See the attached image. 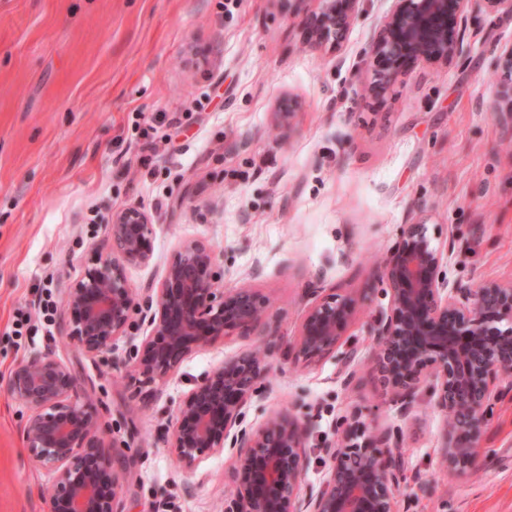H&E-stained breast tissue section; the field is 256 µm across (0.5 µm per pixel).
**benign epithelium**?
Returning a JSON list of instances; mask_svg holds the SVG:
<instances>
[{
	"instance_id": "benign-epithelium-1",
	"label": "benign epithelium",
	"mask_w": 512,
	"mask_h": 512,
	"mask_svg": "<svg viewBox=\"0 0 512 512\" xmlns=\"http://www.w3.org/2000/svg\"><path fill=\"white\" fill-rule=\"evenodd\" d=\"M360 0H318L303 23L312 48L338 45L354 22ZM491 15H511L512 0H395L368 48V92L383 97L398 76L423 61L446 64L462 49V24L472 5ZM501 79L493 111L512 122V47L499 58ZM153 224L136 207L112 213L105 225L108 251L66 288L61 333L86 355L107 359L126 337L133 313L147 323L135 346L133 367L146 381L165 383L202 342L223 336L254 337L264 353L229 359L196 381L179 404L166 442L179 463L195 469L202 458L234 450L244 470L225 512H401L407 483L399 438L367 436L357 416L341 424L322 452L329 462L318 488L302 489L309 464V424L278 414L263 426L243 425L244 407L263 394L266 358L280 349L277 328L267 321L268 299L248 284L219 285L218 255L197 239L183 241L158 287L137 294L126 268L152 261ZM450 240L434 244L424 224H408L403 240L381 262L388 311L371 329L376 376L398 413L419 408V388L430 381L431 406L446 419L438 447L448 480L482 467L478 447L492 401L512 388V282L477 288L449 284L439 274ZM309 303L295 342L296 361L336 350L365 296L308 290ZM357 352L343 353L344 385L355 379ZM7 391L27 405L24 428L28 459L55 473L49 512H125L122 474L104 446L98 417L81 399L73 371L49 354L16 363Z\"/></svg>"
}]
</instances>
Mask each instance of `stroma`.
<instances>
[{"instance_id":"1","label":"stroma","mask_w":512,"mask_h":512,"mask_svg":"<svg viewBox=\"0 0 512 512\" xmlns=\"http://www.w3.org/2000/svg\"><path fill=\"white\" fill-rule=\"evenodd\" d=\"M0 0V379L34 354L70 366L126 470V512H221L234 451L185 471L164 437L194 380L252 347L239 336L193 350L166 384L131 367L132 317L110 358H90L54 333L20 338L15 311L41 288L63 300L102 241L114 211L141 207L154 224L153 259L132 266V288L157 284L178 244L218 254L225 287L249 283L271 302L282 342L294 341L307 290L364 295L340 357L275 354L267 390L249 403L256 428L284 410L310 424L307 483L327 471L324 445L354 409L400 434L407 474L435 484L401 490L403 512H512V393L495 399L480 440L482 471L440 489L444 418L421 386L420 415L400 417L369 376V329L385 310L379 261L403 227L455 241L450 282L512 281V125L496 117L497 62L512 16L471 8L463 54L417 63L383 101L366 93L365 52L393 0H362L340 47L314 49L301 19L314 0ZM294 97L289 122L275 112ZM30 411L0 386V512H47L50 471L32 465Z\"/></svg>"}]
</instances>
